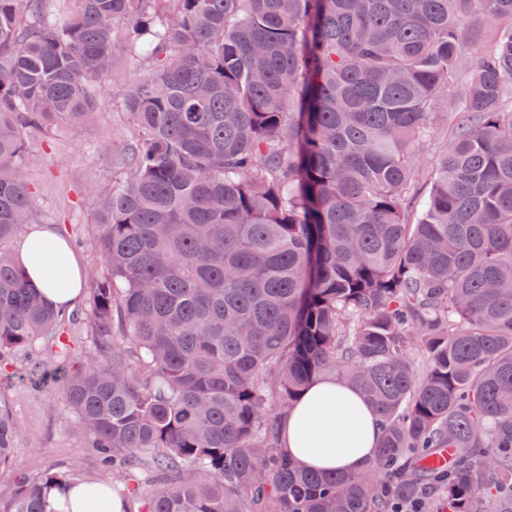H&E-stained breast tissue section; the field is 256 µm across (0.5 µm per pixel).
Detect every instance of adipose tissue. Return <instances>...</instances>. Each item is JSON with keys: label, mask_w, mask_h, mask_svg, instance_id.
Wrapping results in <instances>:
<instances>
[{"label": "adipose tissue", "mask_w": 512, "mask_h": 512, "mask_svg": "<svg viewBox=\"0 0 512 512\" xmlns=\"http://www.w3.org/2000/svg\"><path fill=\"white\" fill-rule=\"evenodd\" d=\"M48 226H33L22 242L17 261L29 281L54 305L70 308L81 298L84 281L80 264L69 247L61 256L71 285L58 289L42 273V260L30 248L31 240L54 238ZM279 445L287 456L311 470L360 472L380 446L379 420L361 393L334 377L311 383L279 426Z\"/></svg>", "instance_id": "1"}]
</instances>
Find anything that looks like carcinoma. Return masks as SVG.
<instances>
[{
    "instance_id": "cac0c4a2",
    "label": "carcinoma",
    "mask_w": 512,
    "mask_h": 512,
    "mask_svg": "<svg viewBox=\"0 0 512 512\" xmlns=\"http://www.w3.org/2000/svg\"><path fill=\"white\" fill-rule=\"evenodd\" d=\"M54 2L0 0V368L52 337L31 376L112 481L20 473L0 400V512H58L65 484L123 512H512V0ZM120 24L148 70L123 95L122 180L93 193L105 269L72 369L78 317L9 249L33 210L20 130L93 114ZM32 249L66 287L57 243ZM330 373L381 424L361 473L279 448ZM447 138L448 128L446 121H443L440 127L426 140L421 153L417 157L416 167L420 174L417 186L423 195L430 191V182L426 174L432 168L439 151L446 145ZM63 335L72 337L71 351L67 357V363L71 368H76L80 363L84 361V358L88 352V339L86 337L82 320L67 326Z\"/></svg>"
}]
</instances>
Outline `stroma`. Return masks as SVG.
<instances>
[{
	"label": "stroma",
	"instance_id": "35a3bbf8",
	"mask_svg": "<svg viewBox=\"0 0 512 512\" xmlns=\"http://www.w3.org/2000/svg\"><path fill=\"white\" fill-rule=\"evenodd\" d=\"M143 69L140 62L117 57L108 76L95 86L99 108L92 117L81 126L58 124L48 135L25 140L24 177L34 198L31 221L79 239L75 253L88 277L105 266L94 246L96 211L90 192L109 188L118 176L112 149L134 135L121 91ZM25 367L21 358L13 369L0 373V398L21 426L15 441L20 466L34 476L71 465L81 475H100L102 469L73 412L60 395L33 389Z\"/></svg>",
	"mask_w": 512,
	"mask_h": 512
}]
</instances>
